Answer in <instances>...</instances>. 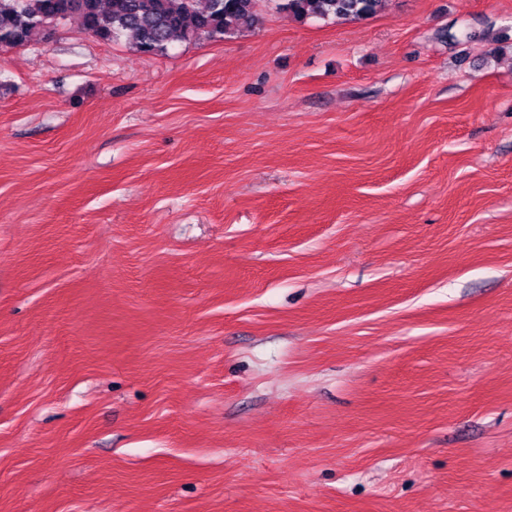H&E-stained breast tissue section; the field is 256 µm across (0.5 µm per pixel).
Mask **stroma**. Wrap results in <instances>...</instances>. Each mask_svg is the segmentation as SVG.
Listing matches in <instances>:
<instances>
[{"label":"stroma","mask_w":512,"mask_h":512,"mask_svg":"<svg viewBox=\"0 0 512 512\" xmlns=\"http://www.w3.org/2000/svg\"><path fill=\"white\" fill-rule=\"evenodd\" d=\"M0 47V512H512V0Z\"/></svg>","instance_id":"obj_1"}]
</instances>
